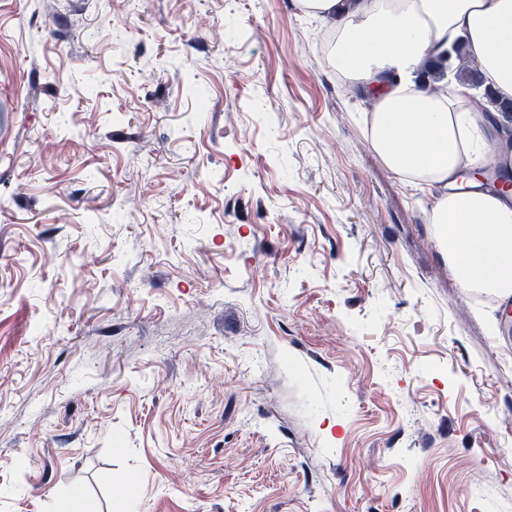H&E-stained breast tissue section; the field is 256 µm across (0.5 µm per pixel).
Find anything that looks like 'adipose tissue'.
Wrapping results in <instances>:
<instances>
[{
    "label": "adipose tissue",
    "mask_w": 512,
    "mask_h": 512,
    "mask_svg": "<svg viewBox=\"0 0 512 512\" xmlns=\"http://www.w3.org/2000/svg\"><path fill=\"white\" fill-rule=\"evenodd\" d=\"M313 15L341 14L336 66L374 100L368 139L410 184L440 188L429 213L462 287L512 297V192L480 189L465 165L506 155L466 94L418 90L421 64L458 40L493 88L512 98V0H299Z\"/></svg>",
    "instance_id": "adipose-tissue-1"
}]
</instances>
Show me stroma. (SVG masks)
<instances>
[{
	"instance_id": "1",
	"label": "stroma",
	"mask_w": 512,
	"mask_h": 512,
	"mask_svg": "<svg viewBox=\"0 0 512 512\" xmlns=\"http://www.w3.org/2000/svg\"><path fill=\"white\" fill-rule=\"evenodd\" d=\"M0 0V512H512V307L297 0Z\"/></svg>"
}]
</instances>
